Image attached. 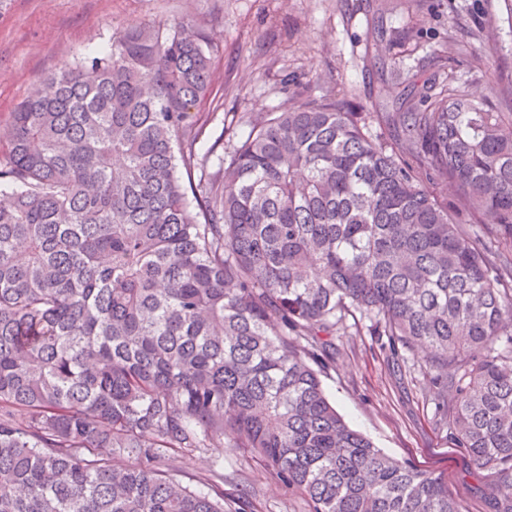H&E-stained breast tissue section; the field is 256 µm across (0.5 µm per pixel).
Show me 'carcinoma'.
<instances>
[{"instance_id":"obj_1","label":"carcinoma","mask_w":512,"mask_h":512,"mask_svg":"<svg viewBox=\"0 0 512 512\" xmlns=\"http://www.w3.org/2000/svg\"><path fill=\"white\" fill-rule=\"evenodd\" d=\"M211 53L188 22L138 26L11 114L0 512H253L222 474L164 469L226 448L309 512H459L328 399L349 316L423 353L436 415L512 512V288L453 214L512 246V79L450 70L383 89L387 112L293 91L211 171L188 122Z\"/></svg>"}]
</instances>
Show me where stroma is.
Wrapping results in <instances>:
<instances>
[{
    "label": "stroma",
    "instance_id": "stroma-1",
    "mask_svg": "<svg viewBox=\"0 0 512 512\" xmlns=\"http://www.w3.org/2000/svg\"><path fill=\"white\" fill-rule=\"evenodd\" d=\"M473 0H0V131L43 78L113 37L144 24L192 20L209 35L215 82L192 109L202 147L237 141L247 114L276 111L292 89L372 106L385 86L399 88L462 72L470 55L512 71V18L503 0L494 44L465 36ZM460 51L448 62V42ZM369 325L337 337L335 366L323 387L344 420L396 458L441 475L461 512H491L489 479L437 423L426 378L392 359ZM247 492L256 512H308L305 499L268 478L250 454L224 455V493Z\"/></svg>",
    "mask_w": 512,
    "mask_h": 512
}]
</instances>
